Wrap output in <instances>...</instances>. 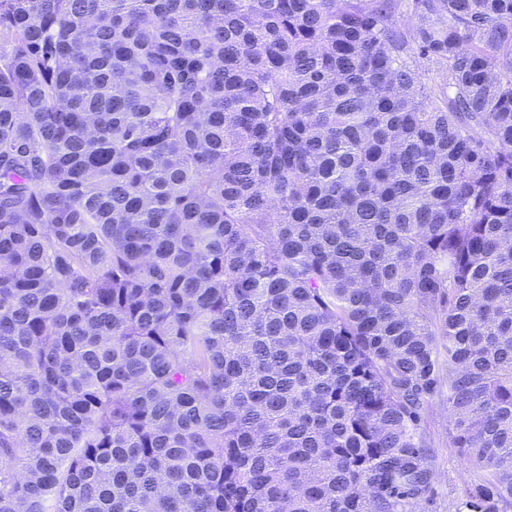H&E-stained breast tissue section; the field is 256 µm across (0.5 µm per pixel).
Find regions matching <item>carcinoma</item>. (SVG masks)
Segmentation results:
<instances>
[{
	"label": "carcinoma",
	"instance_id": "carcinoma-1",
	"mask_svg": "<svg viewBox=\"0 0 512 512\" xmlns=\"http://www.w3.org/2000/svg\"><path fill=\"white\" fill-rule=\"evenodd\" d=\"M441 383L506 512L512 0H0V512H413Z\"/></svg>",
	"mask_w": 512,
	"mask_h": 512
}]
</instances>
